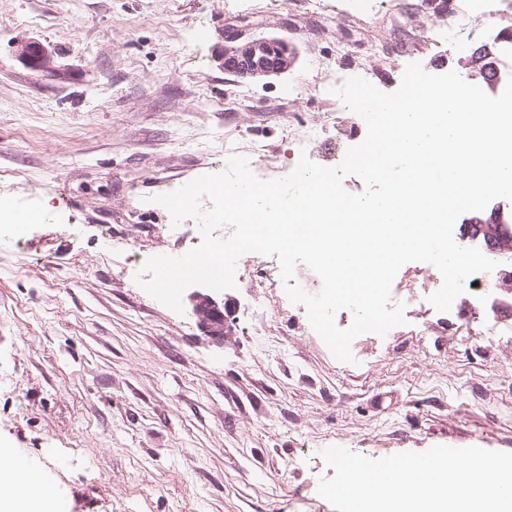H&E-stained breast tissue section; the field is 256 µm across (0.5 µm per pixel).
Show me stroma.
I'll list each match as a JSON object with an SVG mask.
<instances>
[{"mask_svg": "<svg viewBox=\"0 0 512 512\" xmlns=\"http://www.w3.org/2000/svg\"><path fill=\"white\" fill-rule=\"evenodd\" d=\"M354 0H0V200L37 210L18 246H0V448L37 457L69 512H335L317 492L324 449L379 459L437 445L512 452V335L477 288L453 312L420 298L391 335L337 360L269 269L240 257L223 342L135 280L142 255H183L202 236L153 196L223 169L256 176L305 148L288 130L336 109L320 71L374 66L379 90L407 65L481 84L473 55L489 32L450 44L422 0L395 18ZM283 37L294 68L262 81L224 71V30ZM35 41L54 70L19 55ZM268 145V161L252 147Z\"/></svg>", "mask_w": 512, "mask_h": 512, "instance_id": "35a3bbf8", "label": "stroma"}]
</instances>
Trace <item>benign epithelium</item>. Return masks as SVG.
Returning <instances> with one entry per match:
<instances>
[{"label":"benign epithelium","instance_id":"obj_1","mask_svg":"<svg viewBox=\"0 0 512 512\" xmlns=\"http://www.w3.org/2000/svg\"><path fill=\"white\" fill-rule=\"evenodd\" d=\"M21 58L35 70L48 72L52 69L51 56L39 43L25 44ZM218 60L227 72L243 79L261 81L290 71L296 63L297 52L292 43L282 38L246 37L228 31L224 35V48L218 52ZM188 300L204 333L215 340H222L230 312L229 303L199 291L189 294Z\"/></svg>","mask_w":512,"mask_h":512}]
</instances>
